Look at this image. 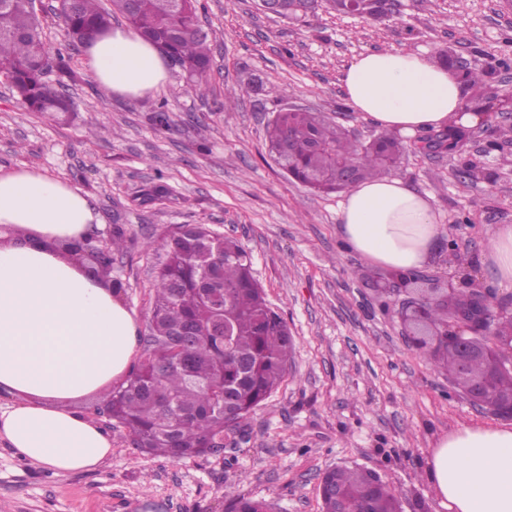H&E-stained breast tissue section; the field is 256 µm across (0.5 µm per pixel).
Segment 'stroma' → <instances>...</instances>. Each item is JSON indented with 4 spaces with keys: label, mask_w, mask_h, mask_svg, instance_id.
<instances>
[{
    "label": "stroma",
    "mask_w": 512,
    "mask_h": 512,
    "mask_svg": "<svg viewBox=\"0 0 512 512\" xmlns=\"http://www.w3.org/2000/svg\"><path fill=\"white\" fill-rule=\"evenodd\" d=\"M198 22L213 48L201 85L178 67L142 99L99 97L83 49L69 51L76 75L66 91L73 120L26 110L0 79V168H29L79 188L99 215L95 235L125 233L112 278L147 335L161 247L178 224H203L251 253L253 275L287 321L294 353L284 382L228 433L224 454L172 461L134 448L108 424L100 396L76 407L112 438V456L90 472L31 465L0 441V512H226L225 488L263 498L273 512H321L328 467L378 471L400 493L402 512H443L427 476L439 438L465 425L495 424L473 408L401 333L395 306L381 305L371 278L380 267L345 249L340 195H316L268 154L266 126L282 108L322 111L363 139L379 128L347 104L341 74L356 56L402 48L436 57L452 47L471 67H494L487 96L512 94V0H398L384 22L323 9L290 23L257 0H200ZM240 88L235 105L228 87ZM165 108L168 122L153 116ZM95 135H88V127ZM477 131L464 156L407 152L397 171L430 195L446 233L427 271L443 281L459 258L481 279L493 230L512 224V142L487 151ZM486 175L463 179V158ZM164 180L169 192L147 201Z\"/></svg>",
    "instance_id": "1"
}]
</instances>
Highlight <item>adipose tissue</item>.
<instances>
[{"label":"adipose tissue","instance_id":"ef3b65f1","mask_svg":"<svg viewBox=\"0 0 512 512\" xmlns=\"http://www.w3.org/2000/svg\"><path fill=\"white\" fill-rule=\"evenodd\" d=\"M85 67L117 97H145L168 81L161 50L125 25L86 44ZM341 85L349 106L387 129L478 122L455 72L421 52L361 54ZM338 216L347 248L388 269L422 270L444 233L430 197L394 175L347 190ZM98 221L79 188L0 169V396L8 399L0 441L64 473L111 458V437L75 404L123 381L137 334L135 313L116 291L57 248ZM488 258L487 288H512V224L495 228ZM427 471L445 512H512V425L460 427L438 442Z\"/></svg>","mask_w":512,"mask_h":512}]
</instances>
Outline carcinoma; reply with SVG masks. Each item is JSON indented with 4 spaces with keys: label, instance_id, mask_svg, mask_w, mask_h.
Wrapping results in <instances>:
<instances>
[{
    "label": "carcinoma",
    "instance_id": "carcinoma-1",
    "mask_svg": "<svg viewBox=\"0 0 512 512\" xmlns=\"http://www.w3.org/2000/svg\"><path fill=\"white\" fill-rule=\"evenodd\" d=\"M78 0L71 10L60 0L58 13L67 27L69 46L77 48L112 24L119 13L143 37L156 44L190 77L203 80L212 62L211 44L197 21L198 0ZM380 0H355L358 16L375 19ZM69 53L51 51L43 40L38 16L26 0H0V77L23 105L48 117L76 111L66 82L75 80ZM440 64L453 69L474 93L467 110L486 109L480 92L489 73L456 68L453 50L440 53ZM56 73V84L45 80ZM269 154L295 181L314 192L348 190L363 180L395 171L410 146L386 131L368 142L349 130L305 109L278 113L266 128ZM471 129L451 122L438 142L446 153L460 152ZM350 168L355 182L338 180ZM125 235L115 228L104 248L91 238L66 246L87 263L96 256L94 276L112 278V256L124 247ZM468 289L455 288L425 304L409 318L408 328L422 335L424 360L448 375L461 394L484 385L490 404L512 400V369L499 364L489 340L476 338V353L467 359L434 339L470 308ZM293 348L284 319L268 305L251 272V260L236 239L219 237L200 224H182L165 244V257L155 275L149 334L138 364L125 384L112 390L105 410L126 427L133 445L152 456L169 459L204 457L225 439L231 427L243 428L260 402L284 380ZM329 492L322 512H336V491L351 503L364 502L369 512H400L398 494L372 471L336 467L325 474ZM229 512H269V504L224 489Z\"/></svg>",
    "mask_w": 512,
    "mask_h": 512
}]
</instances>
